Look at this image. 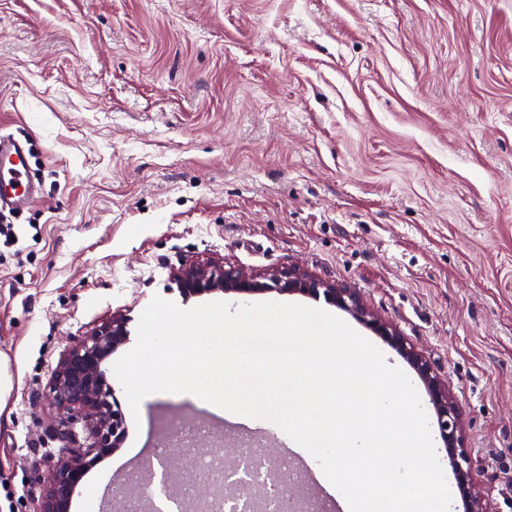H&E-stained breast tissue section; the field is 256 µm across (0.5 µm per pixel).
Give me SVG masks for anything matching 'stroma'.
Returning <instances> with one entry per match:
<instances>
[{"instance_id": "stroma-1", "label": "stroma", "mask_w": 512, "mask_h": 512, "mask_svg": "<svg viewBox=\"0 0 512 512\" xmlns=\"http://www.w3.org/2000/svg\"><path fill=\"white\" fill-rule=\"evenodd\" d=\"M0 130L43 197L0 240V512H42L52 375L189 261L354 292L447 384L475 496L512 512V0H0ZM141 403L87 493L146 512ZM175 490L196 512L199 450Z\"/></svg>"}]
</instances>
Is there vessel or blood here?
Returning a JSON list of instances; mask_svg holds the SVG:
<instances>
[{"mask_svg": "<svg viewBox=\"0 0 512 512\" xmlns=\"http://www.w3.org/2000/svg\"><path fill=\"white\" fill-rule=\"evenodd\" d=\"M31 159L27 138L0 133V212L24 211L39 197V181Z\"/></svg>", "mask_w": 512, "mask_h": 512, "instance_id": "b4317fda", "label": "vessel or blood"}]
</instances>
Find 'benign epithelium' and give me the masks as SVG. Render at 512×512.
I'll return each instance as SVG.
<instances>
[{
  "instance_id": "1",
  "label": "benign epithelium",
  "mask_w": 512,
  "mask_h": 512,
  "mask_svg": "<svg viewBox=\"0 0 512 512\" xmlns=\"http://www.w3.org/2000/svg\"><path fill=\"white\" fill-rule=\"evenodd\" d=\"M181 291L189 296L212 294L250 295L277 292L318 298L349 312L395 348L420 375L437 416L448 455L469 499V512H496L492 502L470 495L471 461L464 445L462 412L448 386L433 375L423 355L400 336L391 324L376 318L345 288H338L301 269L266 277L249 274L218 262H189L175 272ZM129 341L126 319L114 316L89 336L77 339L53 373L50 396L57 410L55 434L65 443L55 462L38 474L45 488L42 512H70L74 494L81 487L89 460L107 449H117L125 436V413L106 376L105 364ZM81 425L82 432L76 431ZM274 451L237 458L224 471V481H199L197 504L209 510L224 506L230 496L246 498L245 507L267 512L271 506L267 479L279 476Z\"/></svg>"
}]
</instances>
